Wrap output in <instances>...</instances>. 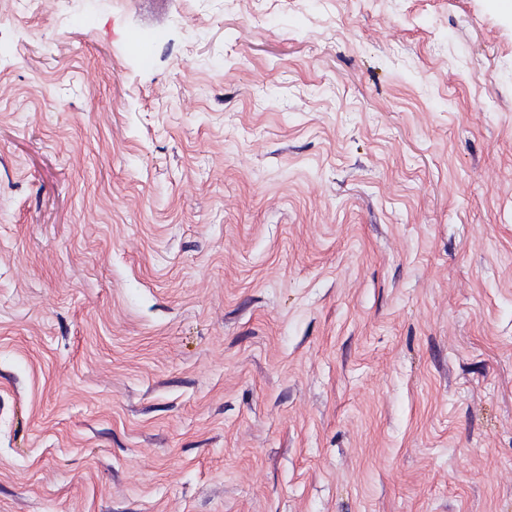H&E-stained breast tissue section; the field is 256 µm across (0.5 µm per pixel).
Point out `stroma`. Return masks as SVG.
Instances as JSON below:
<instances>
[{
	"label": "stroma",
	"instance_id": "obj_1",
	"mask_svg": "<svg viewBox=\"0 0 512 512\" xmlns=\"http://www.w3.org/2000/svg\"><path fill=\"white\" fill-rule=\"evenodd\" d=\"M0 512H512V12L0 0Z\"/></svg>",
	"mask_w": 512,
	"mask_h": 512
}]
</instances>
